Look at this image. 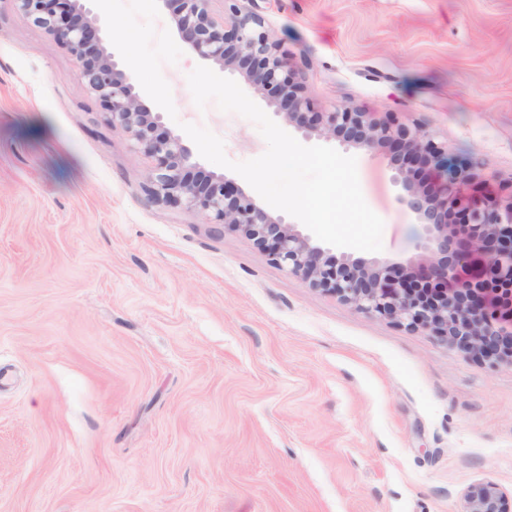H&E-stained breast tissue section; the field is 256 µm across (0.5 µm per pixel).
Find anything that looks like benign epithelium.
<instances>
[{
  "instance_id": "benign-epithelium-1",
  "label": "benign epithelium",
  "mask_w": 512,
  "mask_h": 512,
  "mask_svg": "<svg viewBox=\"0 0 512 512\" xmlns=\"http://www.w3.org/2000/svg\"><path fill=\"white\" fill-rule=\"evenodd\" d=\"M17 9L77 60L79 74L135 149L151 159L149 194L157 202L185 205L212 224L239 232L270 259L311 287L333 294L355 310L424 328L477 357L512 365V176L493 194L473 195L484 163L456 159L419 123L388 115L377 119L356 103H323L308 92L306 72L268 29L256 8L224 0L217 20L212 0L175 2L172 21L181 40L222 69L238 70L258 92L273 94L288 125L307 139L343 138L347 145L399 156L403 201L423 220L420 253L407 262L336 257L263 207L222 175H190L191 150L163 129L161 115L142 101L114 53L100 36L98 17L86 0H14ZM456 210L463 220L448 215ZM482 257L478 275L458 288L456 273ZM503 493L485 485L465 497L464 512H501Z\"/></svg>"
}]
</instances>
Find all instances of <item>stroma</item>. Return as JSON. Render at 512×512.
Returning <instances> with one entry per match:
<instances>
[{
	"label": "stroma",
	"instance_id": "stroma-1",
	"mask_svg": "<svg viewBox=\"0 0 512 512\" xmlns=\"http://www.w3.org/2000/svg\"><path fill=\"white\" fill-rule=\"evenodd\" d=\"M322 102L427 127L512 176V0H256ZM180 123L245 161L252 121ZM356 157L381 258L423 226L387 155ZM151 162L76 59L0 0V512H512V365L355 311L240 233L152 201ZM503 493L493 485H485L465 497L464 512H504L501 511Z\"/></svg>",
	"mask_w": 512,
	"mask_h": 512
}]
</instances>
